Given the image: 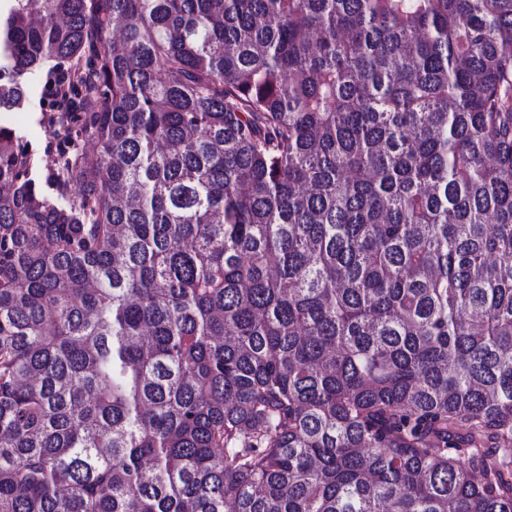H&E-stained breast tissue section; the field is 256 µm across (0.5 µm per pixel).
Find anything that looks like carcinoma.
I'll use <instances>...</instances> for the list:
<instances>
[{
	"label": "carcinoma",
	"instance_id": "1",
	"mask_svg": "<svg viewBox=\"0 0 512 512\" xmlns=\"http://www.w3.org/2000/svg\"><path fill=\"white\" fill-rule=\"evenodd\" d=\"M46 67L0 512H512V0H0Z\"/></svg>",
	"mask_w": 512,
	"mask_h": 512
}]
</instances>
